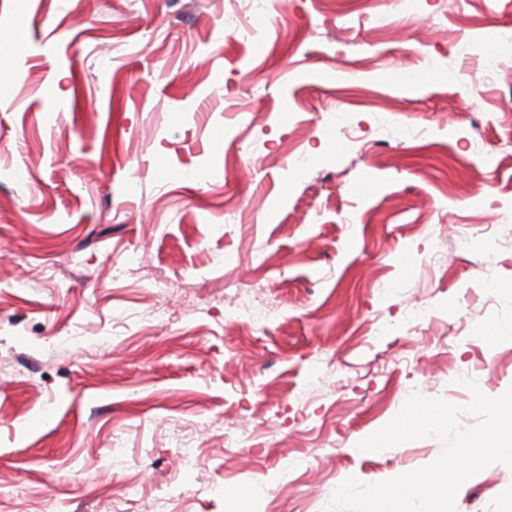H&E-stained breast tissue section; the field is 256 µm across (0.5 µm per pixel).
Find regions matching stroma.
Returning <instances> with one entry per match:
<instances>
[{"instance_id": "1", "label": "stroma", "mask_w": 512, "mask_h": 512, "mask_svg": "<svg viewBox=\"0 0 512 512\" xmlns=\"http://www.w3.org/2000/svg\"><path fill=\"white\" fill-rule=\"evenodd\" d=\"M503 43L512 0H0V512H325L439 456L358 449L412 393L478 425L456 379L512 388Z\"/></svg>"}]
</instances>
